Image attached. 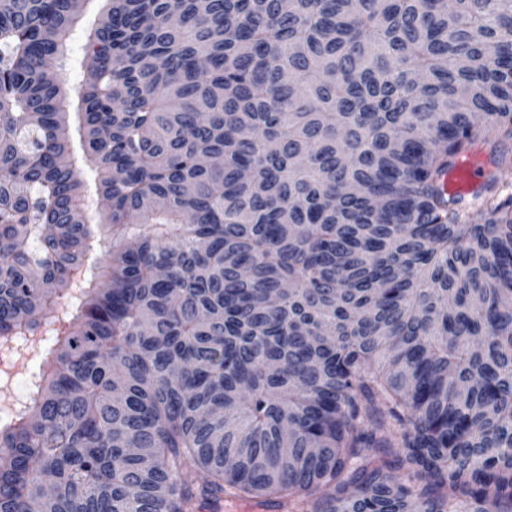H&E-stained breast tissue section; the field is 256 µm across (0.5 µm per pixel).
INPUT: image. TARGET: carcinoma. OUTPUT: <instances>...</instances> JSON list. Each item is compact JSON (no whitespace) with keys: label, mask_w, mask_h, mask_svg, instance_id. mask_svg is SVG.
I'll use <instances>...</instances> for the list:
<instances>
[{"label":"carcinoma","mask_w":512,"mask_h":512,"mask_svg":"<svg viewBox=\"0 0 512 512\" xmlns=\"http://www.w3.org/2000/svg\"><path fill=\"white\" fill-rule=\"evenodd\" d=\"M80 14L0 0V512H512V0H106L73 107ZM477 154L478 151L473 150L458 160L445 179L447 190L465 199L471 198L472 202L476 201L473 197L476 192L473 176L479 170V165L476 161ZM83 180L85 183L84 193L85 199L89 205L87 210V224H108L106 221V207L97 193V178L94 167L89 161L83 164ZM53 338L54 336H51L49 340H46L35 347L31 346L29 348L25 347L22 349L23 353H28V364L26 369H19V374L17 375L19 384H21L25 379L27 383L30 378L38 375L39 373H42L47 369V364L50 362L52 356L50 353V348L53 345ZM26 383L22 386H25Z\"/></svg>","instance_id":"carcinoma-1"}]
</instances>
